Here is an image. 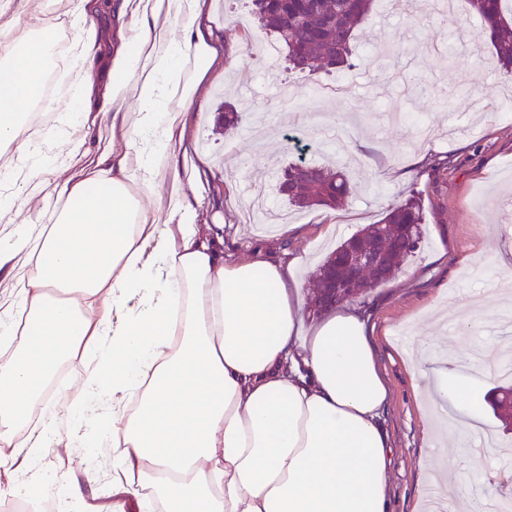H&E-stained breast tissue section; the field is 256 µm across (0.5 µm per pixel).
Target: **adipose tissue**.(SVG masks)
I'll use <instances>...</instances> for the list:
<instances>
[{"label": "adipose tissue", "instance_id": "adipose-tissue-1", "mask_svg": "<svg viewBox=\"0 0 512 512\" xmlns=\"http://www.w3.org/2000/svg\"><path fill=\"white\" fill-rule=\"evenodd\" d=\"M83 21L76 77L100 100V128L124 151L102 155L80 178L47 183L31 169L29 195L53 187L64 201L52 223L31 224L0 197V270L12 301L0 309V341L20 339L0 361V470L19 492L40 489L56 512H75L65 490L33 469L60 440L108 448L127 483L108 512H391L393 448L381 413L389 388L369 329L353 310L307 319L293 264L257 255L229 262L185 202L171 160L184 110L219 50L200 29L205 0H116L111 35L98 38V0H66ZM45 31L19 42L0 23V172L25 153L17 114L47 62ZM191 66L192 79L175 73ZM105 77L95 89L87 72ZM141 109L129 113L128 100ZM155 129L150 155L133 149ZM155 194L154 208L141 197ZM499 298L471 302L459 330L494 324L512 304V269L491 259ZM80 354L81 387L56 398L62 362ZM430 407L462 400L494 358L459 348L412 352Z\"/></svg>", "mask_w": 512, "mask_h": 512}]
</instances>
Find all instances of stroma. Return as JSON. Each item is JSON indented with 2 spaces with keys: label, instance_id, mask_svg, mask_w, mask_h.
I'll return each mask as SVG.
<instances>
[{
  "label": "stroma",
  "instance_id": "obj_1",
  "mask_svg": "<svg viewBox=\"0 0 512 512\" xmlns=\"http://www.w3.org/2000/svg\"><path fill=\"white\" fill-rule=\"evenodd\" d=\"M35 14H21L14 28L28 38L33 18L64 32L68 66L80 55L82 25L53 0ZM436 0H374L372 14L355 32L357 66L331 74L265 69L260 59L273 37L251 13V0H213L202 31L221 58L197 87L185 113V134L173 164L202 224L224 227V257L254 251L283 260L303 258L304 296L312 298L316 275L329 253L352 234L384 216L395 203L418 195L421 238L401 269L386 282L348 300L373 327L374 355L390 398L382 413L395 456L390 472L392 512H423L429 483L421 462L439 454L459 458L461 484L476 497L512 498V487L486 483V473L512 471V437L486 407L492 379L478 382L468 398L496 428L498 448L458 457L452 443L432 447L433 416L419 403L418 380L407 345L432 341L443 348L478 345L496 352L512 335L489 325L466 334L452 322L430 319L429 307L453 312L473 297L491 302L498 292L473 276L487 254L502 251L512 265V118L501 112L512 93L466 0L438 13ZM238 119L224 126L220 109ZM305 161L336 164L354 191L339 209H297L274 188L276 171ZM287 212L288 234L262 237L245 220L255 197ZM334 225L326 233V225ZM47 474L66 473L83 483L86 502L112 500L121 474L108 448L91 452L60 442L35 463Z\"/></svg>",
  "mask_w": 512,
  "mask_h": 512
}]
</instances>
